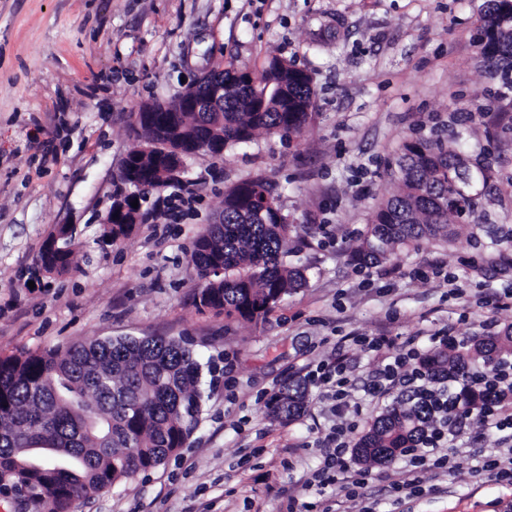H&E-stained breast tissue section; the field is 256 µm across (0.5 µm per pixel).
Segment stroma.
<instances>
[{"instance_id":"35a3bbf8","label":"stroma","mask_w":512,"mask_h":512,"mask_svg":"<svg viewBox=\"0 0 512 512\" xmlns=\"http://www.w3.org/2000/svg\"><path fill=\"white\" fill-rule=\"evenodd\" d=\"M484 0H0V357L109 336L184 338L203 364L199 427L162 466L76 500L71 512H512V484L478 468L495 435L467 428L446 464L353 460L322 486V441L338 425L367 433L400 395L364 392L377 363L363 339H457L512 324V249L424 240L358 268L352 252L378 204L398 191L384 167L403 142L457 129L471 155L512 175V98L491 103L479 61ZM308 70L317 92L309 131L188 158L193 201L151 192L119 242L103 218L139 142L142 102L172 100L202 67L261 69L268 54ZM276 183L294 224L289 266L306 284L256 321L200 308L190 255L227 187ZM76 228L73 269L29 286L26 272L54 225ZM350 366L337 413L309 383L332 359ZM290 378L307 407L290 421L267 405ZM416 475L418 489L398 493Z\"/></svg>"}]
</instances>
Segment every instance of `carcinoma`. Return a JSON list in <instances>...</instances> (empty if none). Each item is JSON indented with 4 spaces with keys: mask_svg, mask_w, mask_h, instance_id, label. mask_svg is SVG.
<instances>
[{
    "mask_svg": "<svg viewBox=\"0 0 512 512\" xmlns=\"http://www.w3.org/2000/svg\"><path fill=\"white\" fill-rule=\"evenodd\" d=\"M479 53L489 77L512 91V0H486L479 11ZM290 61L267 57L250 85L242 69L224 70V112H187L172 139L202 141L224 135V149L248 144L265 132L282 139L302 137L315 90L308 76L290 71ZM456 139L419 135L403 143L393 174L398 192L376 208L360 233L357 257L385 259L423 239L452 243L462 225H473L496 246H512V229L490 220L488 206L512 209V196L499 188L489 162L481 195L465 200L466 215L451 204L457 193L453 159ZM275 186L263 177L241 181L224 192V223L208 224L196 238L191 261L204 279L203 306L228 318L267 315L305 284L288 266L291 224L278 223ZM76 228L59 241L58 273L74 264ZM224 267L220 276L209 269ZM512 354V328L468 347L437 350L422 358L429 375L458 372L482 360L489 365ZM202 364L189 343L164 337H107L62 348L0 357V495L30 512H70L120 480L147 473L184 447L200 421L204 395ZM305 384L290 379L268 413L278 419L297 414ZM459 395L448 415L480 406ZM429 418L414 394L383 413L356 448L362 457L392 461L424 440Z\"/></svg>",
    "mask_w": 512,
    "mask_h": 512,
    "instance_id": "cac0c4a2",
    "label": "carcinoma"
}]
</instances>
